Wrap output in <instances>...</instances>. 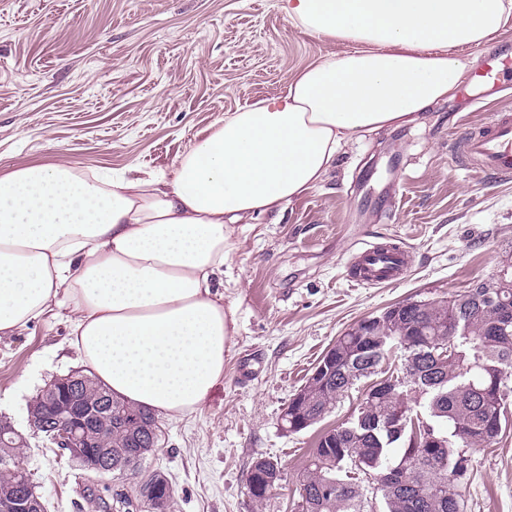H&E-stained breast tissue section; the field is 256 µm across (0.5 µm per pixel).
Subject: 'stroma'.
<instances>
[{
    "label": "stroma",
    "instance_id": "1",
    "mask_svg": "<svg viewBox=\"0 0 512 512\" xmlns=\"http://www.w3.org/2000/svg\"><path fill=\"white\" fill-rule=\"evenodd\" d=\"M343 43L291 25L281 0H0V173L66 163L78 174L171 173L197 136ZM452 97L398 128L349 142L321 185L282 213L236 232L224 307L236 334L224 380L199 413L158 420L138 478L83 470L31 433L29 402L53 377L81 369L71 312L0 335V418L27 435L18 457L46 512H120L139 478L165 474L171 512H296L298 479L320 429L356 412V384L320 426L288 432L290 398L339 336L391 305L458 294L512 259V181L458 165L454 114L481 123L483 59ZM401 243L400 280L364 288L346 274L364 243ZM277 463L263 503L246 487L252 462ZM467 512H512V420L474 453L461 485Z\"/></svg>",
    "mask_w": 512,
    "mask_h": 512
}]
</instances>
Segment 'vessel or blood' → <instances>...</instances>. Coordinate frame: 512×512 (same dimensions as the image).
Returning a JSON list of instances; mask_svg holds the SVG:
<instances>
[{
    "instance_id": "b4317fda",
    "label": "vessel or blood",
    "mask_w": 512,
    "mask_h": 512,
    "mask_svg": "<svg viewBox=\"0 0 512 512\" xmlns=\"http://www.w3.org/2000/svg\"><path fill=\"white\" fill-rule=\"evenodd\" d=\"M512 73V57L490 54L478 75L480 84L501 87L506 74ZM491 117L478 128H470L468 117L459 124L465 133L452 142L450 150L456 160L477 172L501 181L512 180V112L496 103L484 104ZM408 269L407 252L402 245L387 248L366 245L351 267L350 278L363 286H378L402 278Z\"/></svg>"
}]
</instances>
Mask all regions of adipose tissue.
Masks as SVG:
<instances>
[{
  "label": "adipose tissue",
  "instance_id": "adipose-tissue-1",
  "mask_svg": "<svg viewBox=\"0 0 512 512\" xmlns=\"http://www.w3.org/2000/svg\"><path fill=\"white\" fill-rule=\"evenodd\" d=\"M291 24L347 43L285 91L211 126L171 175L95 183L67 164L0 174V334L62 308L114 396L195 414L224 378L236 321L224 266L236 226L317 188L350 141L447 100L459 48L512 23V0H284Z\"/></svg>",
  "mask_w": 512,
  "mask_h": 512
}]
</instances>
